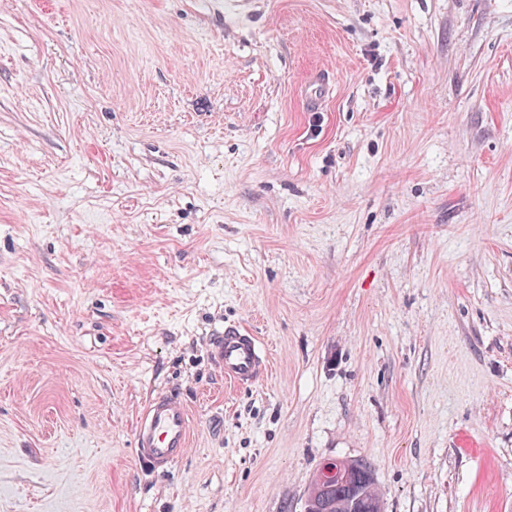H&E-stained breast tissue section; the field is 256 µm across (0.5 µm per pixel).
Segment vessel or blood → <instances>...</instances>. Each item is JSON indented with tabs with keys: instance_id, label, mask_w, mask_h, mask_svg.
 Here are the masks:
<instances>
[{
	"instance_id": "1",
	"label": "vessel or blood",
	"mask_w": 512,
	"mask_h": 512,
	"mask_svg": "<svg viewBox=\"0 0 512 512\" xmlns=\"http://www.w3.org/2000/svg\"><path fill=\"white\" fill-rule=\"evenodd\" d=\"M330 89L323 75H313L305 91L308 110H321ZM208 354L219 373L235 383L254 382L267 369L266 355L257 338L232 325L210 336ZM189 436L190 416L185 402L176 393L162 392L144 408L133 434V447L144 466L162 472L187 454Z\"/></svg>"
}]
</instances>
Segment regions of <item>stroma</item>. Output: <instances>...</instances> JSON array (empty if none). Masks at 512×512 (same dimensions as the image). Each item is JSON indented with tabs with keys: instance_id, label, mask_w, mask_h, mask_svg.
I'll return each instance as SVG.
<instances>
[{
	"instance_id": "obj_1",
	"label": "stroma",
	"mask_w": 512,
	"mask_h": 512,
	"mask_svg": "<svg viewBox=\"0 0 512 512\" xmlns=\"http://www.w3.org/2000/svg\"><path fill=\"white\" fill-rule=\"evenodd\" d=\"M334 458L512 512V0H0V512H304ZM330 89L331 84L323 75H313L308 81L305 91L307 109L311 112H318L321 110ZM208 354L224 379L234 383H252L267 370L266 355L260 342L236 326H226L223 331L210 336ZM190 416L182 398L173 392L152 397L133 434L139 461L154 471H165L189 450Z\"/></svg>"
}]
</instances>
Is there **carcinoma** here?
<instances>
[{
    "mask_svg": "<svg viewBox=\"0 0 512 512\" xmlns=\"http://www.w3.org/2000/svg\"><path fill=\"white\" fill-rule=\"evenodd\" d=\"M336 469L349 475L359 489V501L351 507L350 490L345 482L326 485L310 483L305 499L306 512H382L372 465L364 459H332Z\"/></svg>",
    "mask_w": 512,
    "mask_h": 512,
    "instance_id": "cac0c4a2",
    "label": "carcinoma"
}]
</instances>
